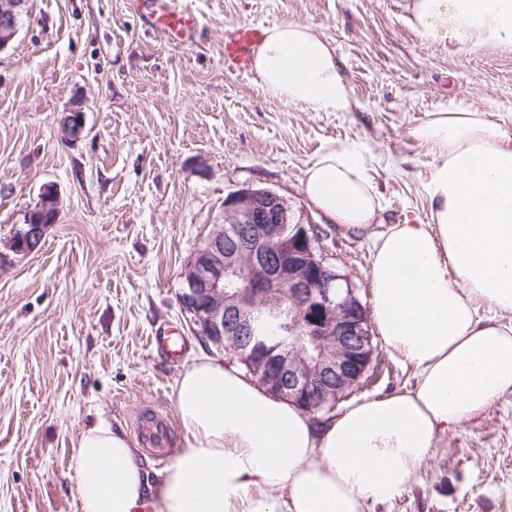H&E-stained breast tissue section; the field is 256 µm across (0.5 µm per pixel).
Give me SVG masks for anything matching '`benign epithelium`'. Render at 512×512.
Returning <instances> with one entry per match:
<instances>
[{"instance_id":"1","label":"benign epithelium","mask_w":512,"mask_h":512,"mask_svg":"<svg viewBox=\"0 0 512 512\" xmlns=\"http://www.w3.org/2000/svg\"><path fill=\"white\" fill-rule=\"evenodd\" d=\"M28 0H0V52L15 40ZM84 110L72 106L61 122L64 139H79ZM58 214L50 186L30 209ZM224 219L184 265L181 307L202 336L233 344L236 357L269 392L314 415L360 386L374 358L365 307L351 284L327 263L323 231L297 219L288 199L243 187L224 198ZM50 225L26 221L8 249L34 253Z\"/></svg>"}]
</instances>
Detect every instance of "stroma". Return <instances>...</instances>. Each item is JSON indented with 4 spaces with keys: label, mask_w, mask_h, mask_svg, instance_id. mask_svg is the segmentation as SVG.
I'll list each match as a JSON object with an SVG mask.
<instances>
[{
    "label": "stroma",
    "mask_w": 512,
    "mask_h": 512,
    "mask_svg": "<svg viewBox=\"0 0 512 512\" xmlns=\"http://www.w3.org/2000/svg\"><path fill=\"white\" fill-rule=\"evenodd\" d=\"M197 14L189 44L164 40L137 0H29L0 52V251L44 187L59 199L41 246L0 269V512H80L73 457L82 431L122 430L152 478L180 445L174 386L231 350L195 334L180 274L242 187L288 198L320 225L328 263L369 304L375 235L428 220L433 153L411 129L454 100L512 128V49L422 42L406 0H179ZM312 24L334 47L350 111L308 112L270 98L253 71L224 64L234 28ZM83 103L85 131L60 137ZM363 146L380 196L364 231L328 220L303 190L327 149ZM168 330L183 350L152 348ZM373 372L354 399L399 391L412 364L374 336ZM164 422L166 454L146 438ZM367 512H512V393L441 436L393 502Z\"/></svg>",
    "instance_id": "stroma-1"
}]
</instances>
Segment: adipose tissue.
<instances>
[{"label": "adipose tissue", "instance_id": "obj_1", "mask_svg": "<svg viewBox=\"0 0 512 512\" xmlns=\"http://www.w3.org/2000/svg\"><path fill=\"white\" fill-rule=\"evenodd\" d=\"M407 10L423 39L512 47V0H408ZM251 67L279 102L351 107L336 52L309 23L264 29ZM410 134L436 157L430 217L376 236L369 288L378 333L415 367V382L317 424L240 370L199 358L176 382L182 448L161 481L148 480L121 431H82L81 512H133L149 495L158 512H365L407 488L441 434L512 393V130L452 102ZM304 191L331 223L365 230L378 220L357 145L324 152ZM481 303L493 316L477 318Z\"/></svg>", "mask_w": 512, "mask_h": 512}]
</instances>
